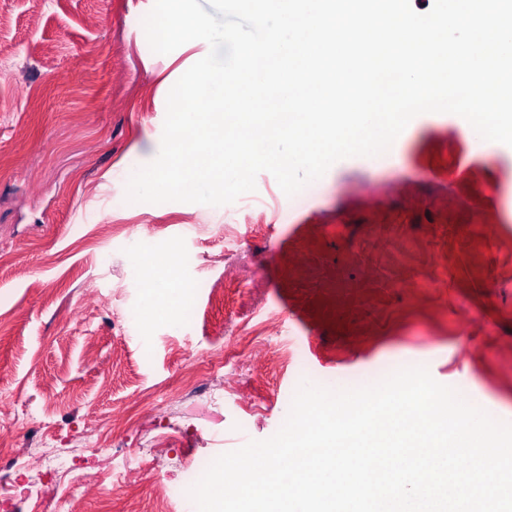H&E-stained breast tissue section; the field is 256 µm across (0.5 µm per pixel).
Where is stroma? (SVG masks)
I'll return each mask as SVG.
<instances>
[{
  "label": "stroma",
  "instance_id": "stroma-1",
  "mask_svg": "<svg viewBox=\"0 0 512 512\" xmlns=\"http://www.w3.org/2000/svg\"><path fill=\"white\" fill-rule=\"evenodd\" d=\"M153 4L0 0V399L20 418L15 451H82L34 495L0 469V512H67L77 477L102 489L83 512H152L164 486L189 489L219 455L275 434L301 382L354 388L397 363L512 422V146L425 113L381 156L334 163L301 201L262 172L227 208L127 202L159 152L172 83L209 52L153 53ZM228 212L244 270L224 261ZM170 247L186 256L172 278L190 290L186 321L147 314L171 295L144 291L138 258ZM437 273L438 288L396 285ZM134 313L141 332L124 333ZM129 460L133 497L115 478Z\"/></svg>",
  "mask_w": 512,
  "mask_h": 512
}]
</instances>
